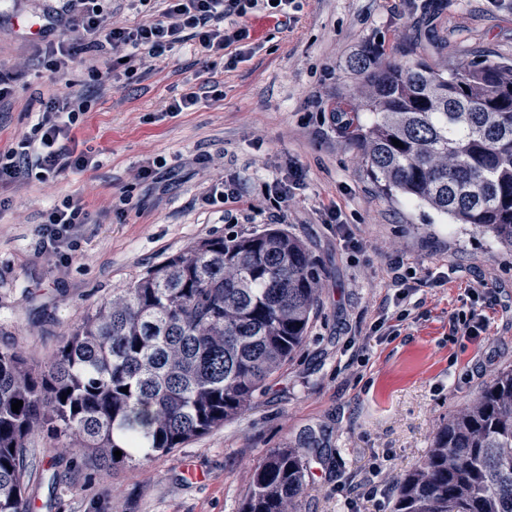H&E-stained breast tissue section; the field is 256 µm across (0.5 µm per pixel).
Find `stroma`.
I'll list each match as a JSON object with an SVG mask.
<instances>
[{
	"instance_id": "35a3bbf8",
	"label": "stroma",
	"mask_w": 512,
	"mask_h": 512,
	"mask_svg": "<svg viewBox=\"0 0 512 512\" xmlns=\"http://www.w3.org/2000/svg\"><path fill=\"white\" fill-rule=\"evenodd\" d=\"M44 7L0 0V77L12 88L0 102V150L30 133L42 100L80 93L87 111L74 136L96 165L0 185V346L46 369L78 323L150 267L198 239L273 223L306 242L322 290L304 346L224 426L105 472L70 439L37 436L58 481L30 485L31 512H240L263 457L312 431L323 445L305 451L294 512H390L393 485L440 424L512 367V250L379 189L344 129L353 103L346 64L363 48L441 71L474 58L510 61L512 0H295L286 18L248 16L255 50L244 62L204 58L187 42L130 79L86 53L66 75L52 72L39 37L16 25H45ZM93 63L105 79L91 81ZM204 82L215 93L192 111L165 113L167 101ZM291 163L303 185L272 214L266 185ZM143 166L151 174L137 178ZM220 178L235 181L245 205L233 224L223 204L203 200ZM64 195L85 203L89 221L62 263L45 251L40 223ZM330 205L341 224L324 223ZM397 259L422 280V303L397 334L381 336L373 328L392 304L387 268ZM451 264L496 282V301L469 294L463 278L429 287ZM472 310L487 319V335H452L449 317Z\"/></svg>"
}]
</instances>
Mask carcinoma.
<instances>
[{
    "mask_svg": "<svg viewBox=\"0 0 512 512\" xmlns=\"http://www.w3.org/2000/svg\"><path fill=\"white\" fill-rule=\"evenodd\" d=\"M347 68L370 121L346 130L381 189L512 248V62L444 73L363 49ZM321 287L305 243L270 224L204 238L150 267L78 324L44 371L1 348L0 512H28L30 480L47 472L31 447L39 432L75 438L107 468L235 419L306 342ZM316 444L311 433L267 453L241 512H294L303 449ZM392 512H512V369L440 425Z\"/></svg>",
    "mask_w": 512,
    "mask_h": 512,
    "instance_id": "obj_1",
    "label": "carcinoma"
}]
</instances>
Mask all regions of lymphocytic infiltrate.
<instances>
[{"instance_id": "f902f5d3", "label": "lymphocytic infiltrate", "mask_w": 512, "mask_h": 512, "mask_svg": "<svg viewBox=\"0 0 512 512\" xmlns=\"http://www.w3.org/2000/svg\"><path fill=\"white\" fill-rule=\"evenodd\" d=\"M158 18L133 25L114 21L106 0H62L52 21L42 29L45 50L58 75H65L78 54L108 56L123 65L125 73L136 74L151 59L175 44L191 40L205 57L230 52L232 62L246 60L254 44L246 23L249 15L264 12L287 16L294 0H163ZM86 112L81 96H54L44 101L32 134L15 146L0 151V185L20 174L45 182L60 171L93 167L94 159L77 151L72 131ZM88 213L78 198L56 199L44 215L41 235L60 258L76 250L77 225L86 223Z\"/></svg>"}]
</instances>
